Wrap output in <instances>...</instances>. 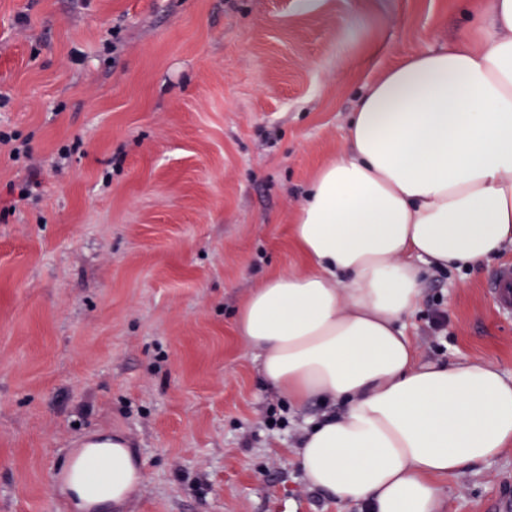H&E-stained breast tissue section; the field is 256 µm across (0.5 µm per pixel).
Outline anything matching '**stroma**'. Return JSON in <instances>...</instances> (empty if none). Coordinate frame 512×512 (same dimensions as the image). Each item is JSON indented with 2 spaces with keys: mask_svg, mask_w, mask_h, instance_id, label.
<instances>
[{
  "mask_svg": "<svg viewBox=\"0 0 512 512\" xmlns=\"http://www.w3.org/2000/svg\"><path fill=\"white\" fill-rule=\"evenodd\" d=\"M471 31L460 0H0V512H66L68 456L116 433L143 463L130 512H361L305 479L322 407L264 385L235 316L304 271L290 224L364 85ZM509 264L430 271L421 360L512 374L487 288ZM438 484L489 512L512 445Z\"/></svg>",
  "mask_w": 512,
  "mask_h": 512,
  "instance_id": "35a3bbf8",
  "label": "stroma"
}]
</instances>
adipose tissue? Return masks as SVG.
Listing matches in <instances>:
<instances>
[{"mask_svg":"<svg viewBox=\"0 0 512 512\" xmlns=\"http://www.w3.org/2000/svg\"><path fill=\"white\" fill-rule=\"evenodd\" d=\"M482 3L477 40L366 85L293 217L307 270L268 274L236 313L262 381L325 406L297 449L308 483L366 512H442L436 477L512 444V375L420 362L404 323L422 263L475 267L512 245V0ZM143 480L117 435L76 449L58 490L67 512H125Z\"/></svg>","mask_w":512,"mask_h":512,"instance_id":"1","label":"adipose tissue"}]
</instances>
